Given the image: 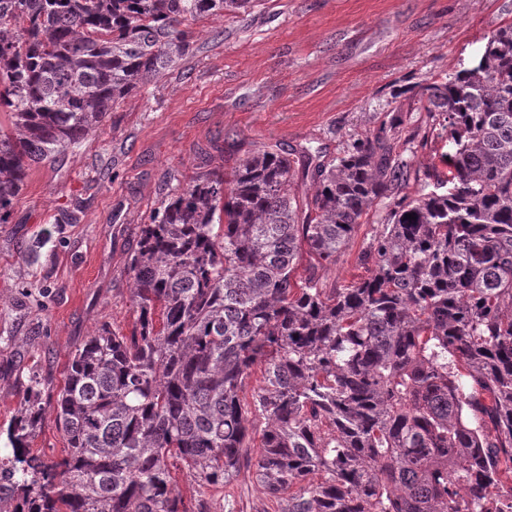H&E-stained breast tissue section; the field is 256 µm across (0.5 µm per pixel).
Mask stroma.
<instances>
[{
	"label": "stroma",
	"mask_w": 512,
	"mask_h": 512,
	"mask_svg": "<svg viewBox=\"0 0 512 512\" xmlns=\"http://www.w3.org/2000/svg\"><path fill=\"white\" fill-rule=\"evenodd\" d=\"M512 24V0H261L250 13L191 22V53L131 93L102 125L32 167L0 224V448L31 377L63 387L72 351L101 325L128 336L137 313L127 261L141 224L168 193L206 171H231L260 145L337 155L374 130L410 90L476 64L489 31ZM78 210L74 224L63 212ZM52 241L25 255L42 230ZM359 225L336 266L301 250L297 278L336 288L365 276ZM186 502L210 512H279L254 464L215 489L177 475Z\"/></svg>",
	"instance_id": "obj_1"
}]
</instances>
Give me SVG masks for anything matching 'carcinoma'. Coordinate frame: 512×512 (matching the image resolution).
<instances>
[{
	"mask_svg": "<svg viewBox=\"0 0 512 512\" xmlns=\"http://www.w3.org/2000/svg\"><path fill=\"white\" fill-rule=\"evenodd\" d=\"M257 2L0 0V223L32 166L189 54L186 22ZM415 96L425 120L411 130L392 111L335 157L264 146L173 190L129 257L138 327L103 324L71 355L57 460L29 448L46 388L31 379L6 430L0 512H210L172 469L230 482L252 415L265 421L256 480L288 494L281 512H499L512 498V26ZM444 138L446 170L412 171L404 153ZM297 178L311 197L288 193ZM372 210L367 276L294 281L302 245L334 265Z\"/></svg>",
	"mask_w": 512,
	"mask_h": 512,
	"instance_id": "1",
	"label": "carcinoma"
}]
</instances>
